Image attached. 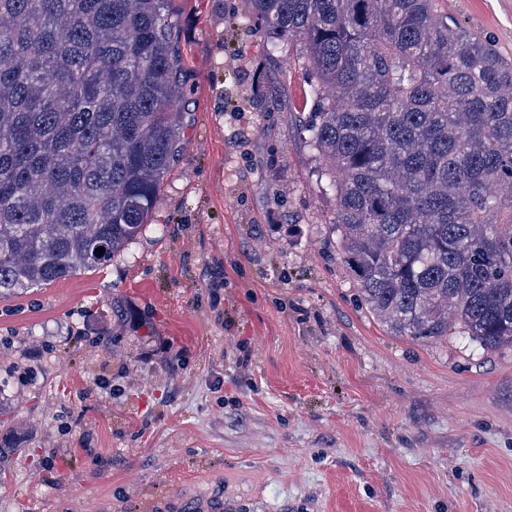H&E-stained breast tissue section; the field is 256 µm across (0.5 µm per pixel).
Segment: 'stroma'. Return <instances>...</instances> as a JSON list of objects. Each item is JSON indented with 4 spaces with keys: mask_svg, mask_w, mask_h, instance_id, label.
<instances>
[{
    "mask_svg": "<svg viewBox=\"0 0 512 512\" xmlns=\"http://www.w3.org/2000/svg\"><path fill=\"white\" fill-rule=\"evenodd\" d=\"M183 144L142 234L0 300V512H512V346L393 336L342 263L304 69L175 0ZM512 60V0H439Z\"/></svg>",
    "mask_w": 512,
    "mask_h": 512,
    "instance_id": "1",
    "label": "stroma"
}]
</instances>
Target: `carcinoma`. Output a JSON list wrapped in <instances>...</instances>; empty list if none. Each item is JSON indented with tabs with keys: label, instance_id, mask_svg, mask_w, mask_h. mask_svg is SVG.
<instances>
[{
	"label": "carcinoma",
	"instance_id": "cac0c4a2",
	"mask_svg": "<svg viewBox=\"0 0 512 512\" xmlns=\"http://www.w3.org/2000/svg\"><path fill=\"white\" fill-rule=\"evenodd\" d=\"M247 3L308 72L305 143L366 310L512 345V61L437 0ZM176 31L172 0H0V298L142 233L182 142Z\"/></svg>",
	"mask_w": 512,
	"mask_h": 512
}]
</instances>
